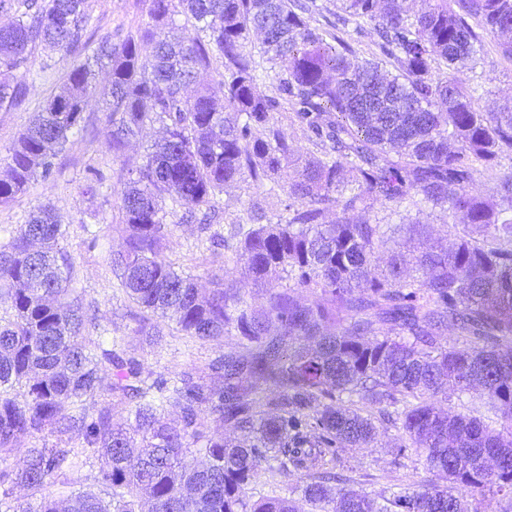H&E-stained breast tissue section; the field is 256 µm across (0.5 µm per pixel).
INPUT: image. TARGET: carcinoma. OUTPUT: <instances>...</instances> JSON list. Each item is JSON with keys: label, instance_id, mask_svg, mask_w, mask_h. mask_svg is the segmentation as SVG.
<instances>
[{"label": "carcinoma", "instance_id": "obj_1", "mask_svg": "<svg viewBox=\"0 0 512 512\" xmlns=\"http://www.w3.org/2000/svg\"><path fill=\"white\" fill-rule=\"evenodd\" d=\"M339 9L335 33L315 24L316 0H148L152 25L94 47L91 0H0L12 14L0 25V68L20 71L0 81V108L26 102L38 45L74 61L10 149L0 204L51 176L96 92L95 68L106 69L112 149L155 122L166 132L121 192L124 248L112 273L149 335H162L150 323L159 314L202 347L239 337L201 371L149 380L88 321L94 303L73 295L54 210L30 215L0 245V451L35 443L21 467H0V512H481L473 494L487 492L512 503V431L436 402L451 385L475 410L512 420V172L489 197L469 190L512 151V99L484 108L448 73L479 55V28L504 36L498 47L512 60V0ZM179 15L195 36L169 35ZM367 32L376 52L360 58L352 42ZM253 34L274 96L243 50ZM216 58L217 87L189 94ZM288 110L330 148L297 160L287 217L238 227L242 279L204 294L162 254L164 206L209 207L230 183L276 182L293 149L274 114ZM407 200L446 210L461 235L446 249L426 241L411 258L395 250L378 273L388 238L367 214ZM448 327L470 350L442 345ZM343 393L400 424L398 453L443 483L388 496L336 483L326 471L336 449L367 448L378 434L372 415L334 403ZM93 464L98 488L53 494ZM264 469L295 471L300 484L252 503L244 487ZM16 487L27 498L13 497Z\"/></svg>", "mask_w": 512, "mask_h": 512}]
</instances>
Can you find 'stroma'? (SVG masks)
<instances>
[{
    "instance_id": "35a3bbf8",
    "label": "stroma",
    "mask_w": 512,
    "mask_h": 512,
    "mask_svg": "<svg viewBox=\"0 0 512 512\" xmlns=\"http://www.w3.org/2000/svg\"><path fill=\"white\" fill-rule=\"evenodd\" d=\"M95 35L102 38L117 30H137L148 23L144 0H93ZM35 67H47L46 81L31 87L26 106L0 109V173L6 169L13 143L26 130L43 101L54 92L68 66L59 51L40 47L34 53ZM466 87L477 91L484 101L512 97V61L498 48V39L485 34L483 50L474 68L460 72ZM108 115L99 97H91L84 114L82 131L70 136L57 165L48 179L32 182L14 201L0 204V243L8 232L25 223L39 207L52 206L60 216L66 234L60 244L74 262L73 287L76 295L95 300L94 316L108 328L112 337L123 339L132 347L144 375L172 379L194 367H202L221 355L223 348L234 347V340L223 346L198 347L182 336L174 322H167L159 345L149 346L138 335L137 310L127 301L111 271L110 254L123 245L117 227L122 222L119 195L129 172L141 165L161 135L160 125L146 126L130 141L123 155H115L105 142ZM94 193H87V186ZM286 195L269 196L251 182H239L226 188L215 200V218L209 225L184 222L177 213H167L164 220V253L177 269L193 275L201 288L214 283H228L237 271L232 262L236 241L233 229L252 223L251 204H259L266 214L282 212ZM373 219L395 227L396 239H406V225H428L432 239L442 246L451 245L458 233L440 209L402 205L390 210L375 208ZM402 430L380 424L373 447L341 448L338 463L351 477L352 486L376 495L403 487L420 488L435 482L429 473L411 459H398V446L404 441Z\"/></svg>"
}]
</instances>
